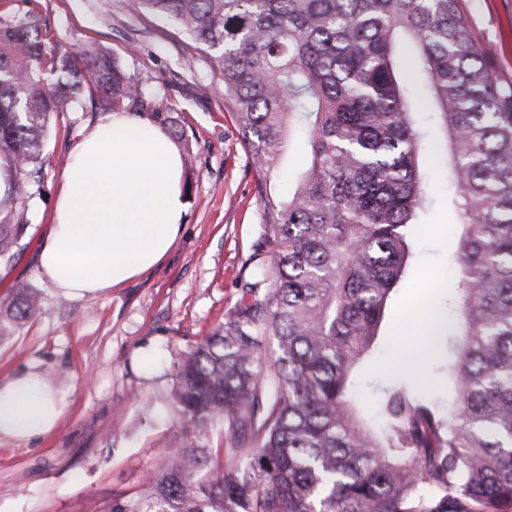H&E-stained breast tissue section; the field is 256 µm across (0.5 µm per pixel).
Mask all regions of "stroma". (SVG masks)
<instances>
[{"label":"stroma","mask_w":512,"mask_h":512,"mask_svg":"<svg viewBox=\"0 0 512 512\" xmlns=\"http://www.w3.org/2000/svg\"><path fill=\"white\" fill-rule=\"evenodd\" d=\"M489 64L512 80V0H459ZM36 10L62 42L95 41L147 79L162 111L185 134L179 152L189 197L184 229L162 263L111 297L60 296L35 257L51 224L69 149L100 114L91 102L53 122L44 176L24 204L28 244L0 264V304L22 281L41 297L37 315L0 341V376L37 364L67 395L56 432L37 442H0V512H110L136 498L181 428L170 399L179 365L233 308L263 232L250 158L208 66L182 67L181 43L164 18L142 19L126 0H0V13ZM446 161L426 171L432 203L411 239L408 270L392 295L367 382L398 361L402 325L427 298L444 304L440 279L458 242Z\"/></svg>","instance_id":"obj_1"}]
</instances>
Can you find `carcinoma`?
<instances>
[{
	"label": "carcinoma",
	"instance_id": "1",
	"mask_svg": "<svg viewBox=\"0 0 512 512\" xmlns=\"http://www.w3.org/2000/svg\"><path fill=\"white\" fill-rule=\"evenodd\" d=\"M172 21L208 61L251 158L263 234L239 297L179 365L182 443L112 512H502L512 506V82L484 58L458 0H127ZM146 111L150 86L116 57L63 44L29 12L0 13V261L21 246L49 121L84 97ZM440 115L460 236L445 309L363 394L429 195ZM171 138L172 117L150 112ZM288 193L272 192L285 165ZM0 334L36 315L11 286ZM444 347L448 402L433 396ZM382 425L374 423V417ZM219 425L221 445L209 444Z\"/></svg>",
	"mask_w": 512,
	"mask_h": 512
}]
</instances>
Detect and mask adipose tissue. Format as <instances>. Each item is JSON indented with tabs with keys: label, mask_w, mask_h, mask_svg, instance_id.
<instances>
[{
	"label": "adipose tissue",
	"mask_w": 512,
	"mask_h": 512,
	"mask_svg": "<svg viewBox=\"0 0 512 512\" xmlns=\"http://www.w3.org/2000/svg\"><path fill=\"white\" fill-rule=\"evenodd\" d=\"M187 204L170 136L138 113H107L70 148L40 274L67 298L108 297L164 259ZM64 411V392L41 370L0 379V440H40Z\"/></svg>",
	"instance_id": "obj_1"
}]
</instances>
